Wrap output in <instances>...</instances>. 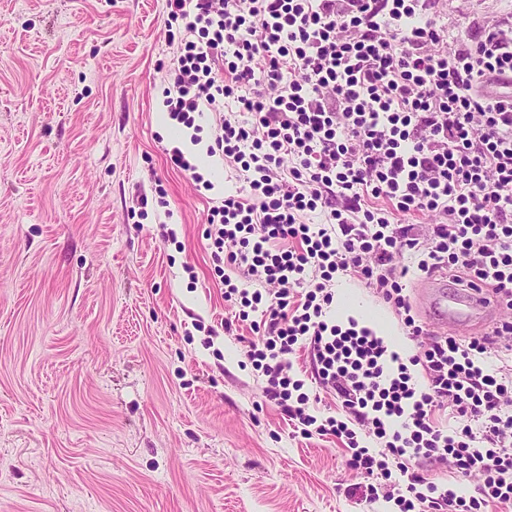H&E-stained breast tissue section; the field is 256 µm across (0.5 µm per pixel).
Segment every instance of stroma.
Wrapping results in <instances>:
<instances>
[{"label":"stroma","instance_id":"stroma-1","mask_svg":"<svg viewBox=\"0 0 512 512\" xmlns=\"http://www.w3.org/2000/svg\"><path fill=\"white\" fill-rule=\"evenodd\" d=\"M440 8L461 32L512 0ZM166 30L164 0H0V512H392L207 333L230 314L207 213L237 180L166 161ZM159 185L170 217L133 212ZM336 298L415 354L369 288Z\"/></svg>","mask_w":512,"mask_h":512}]
</instances>
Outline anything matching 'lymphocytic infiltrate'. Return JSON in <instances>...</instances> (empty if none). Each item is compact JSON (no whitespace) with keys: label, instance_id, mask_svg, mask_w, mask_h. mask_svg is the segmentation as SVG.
<instances>
[{"label":"lymphocytic infiltrate","instance_id":"lymphocytic-infiltrate-1","mask_svg":"<svg viewBox=\"0 0 512 512\" xmlns=\"http://www.w3.org/2000/svg\"><path fill=\"white\" fill-rule=\"evenodd\" d=\"M437 5L165 0L181 28L164 105L243 181L213 199L206 238L233 309L224 331L250 322L243 354L265 397L303 434L341 439L349 468L387 479L399 512H488L512 505V98L484 87L512 77V17L452 40ZM413 270L487 288L511 314L479 336L421 342ZM345 276L394 309L417 354L336 323ZM299 350L343 418L316 413L290 360ZM443 408L452 426L435 420ZM427 464L477 478V495L428 481Z\"/></svg>","mask_w":512,"mask_h":512}]
</instances>
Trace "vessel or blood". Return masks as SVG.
<instances>
[{"label": "vessel or blood", "instance_id": "obj_1", "mask_svg": "<svg viewBox=\"0 0 512 512\" xmlns=\"http://www.w3.org/2000/svg\"><path fill=\"white\" fill-rule=\"evenodd\" d=\"M421 296L435 333L455 335L490 325L502 313L503 303L483 288H455L447 281L429 278L421 284Z\"/></svg>", "mask_w": 512, "mask_h": 512}]
</instances>
